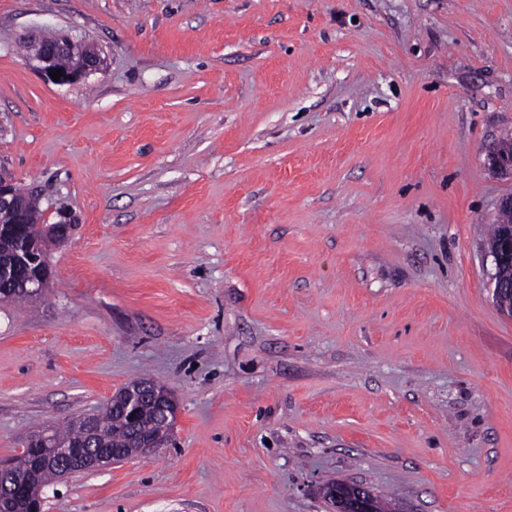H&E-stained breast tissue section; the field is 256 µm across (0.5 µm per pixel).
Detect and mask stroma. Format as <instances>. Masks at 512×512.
I'll list each match as a JSON object with an SVG mask.
<instances>
[{
  "mask_svg": "<svg viewBox=\"0 0 512 512\" xmlns=\"http://www.w3.org/2000/svg\"><path fill=\"white\" fill-rule=\"evenodd\" d=\"M66 32L102 72L46 82ZM512 0H0V167L47 223L0 306V459L149 377L172 441L42 512H512ZM487 166L493 172L512 176V137L503 138L486 155ZM510 222L511 224H503ZM499 224H501L499 229ZM499 224H494L488 237V247L496 239V244L490 248L489 253L493 257L495 272L492 276V293L499 298L512 296V276L507 280L504 276L507 270L512 272V214L501 215ZM324 498L331 505L330 512H374V497L362 486L331 482L322 487Z\"/></svg>",
  "mask_w": 512,
  "mask_h": 512,
  "instance_id": "obj_1",
  "label": "stroma"
}]
</instances>
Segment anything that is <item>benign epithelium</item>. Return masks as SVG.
Masks as SVG:
<instances>
[{"instance_id":"7a95c632","label":"benign epithelium","mask_w":512,"mask_h":512,"mask_svg":"<svg viewBox=\"0 0 512 512\" xmlns=\"http://www.w3.org/2000/svg\"><path fill=\"white\" fill-rule=\"evenodd\" d=\"M32 57L40 63V71L50 77L51 71L61 70L59 83L74 84L91 73L101 69L100 56L86 51L84 44L69 36H62L58 43L50 47L43 41L30 44ZM71 58L69 66L61 69L57 65L60 53ZM490 170L512 176V137L500 140L486 155ZM11 214L9 224L0 225V281L24 288L29 297H41L52 281V269L42 244L35 238L21 239L16 228L30 224H43L42 214L34 211L18 195L14 176L0 168V212ZM47 231L58 244L69 242L73 235L71 220H63L47 225ZM495 272L492 276V293L496 298L512 296V277L505 273L512 272V224L500 226L498 240L490 248ZM149 402L155 405L157 412L165 421L177 418V408L172 393L165 387L153 383H138L128 387L122 398L112 403L120 407L130 420L139 415L141 404ZM88 437L80 442L58 448L46 440V435H33L26 443V448L33 458L34 471L42 467H53L60 476L67 475V466L62 459L77 458L89 468L107 464L116 458L103 448L93 449L94 417H85ZM170 435L155 436L139 441L137 452L141 456L150 454L154 449L167 444ZM324 498L331 505L330 512H374V497L362 486L351 487L347 484L331 482L322 487ZM22 500L24 512H40V494L38 485L33 482L16 485L8 494L0 495V512H16V500Z\"/></svg>"}]
</instances>
